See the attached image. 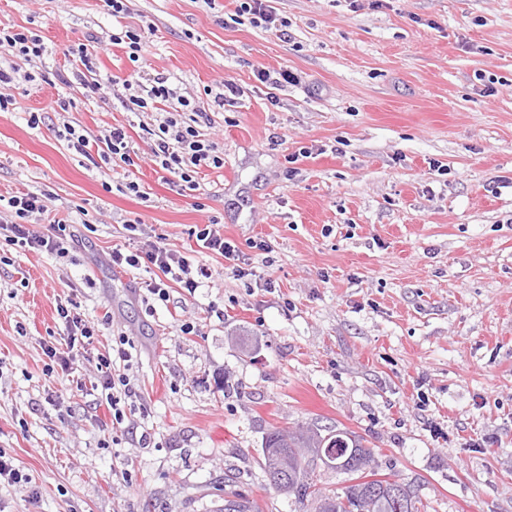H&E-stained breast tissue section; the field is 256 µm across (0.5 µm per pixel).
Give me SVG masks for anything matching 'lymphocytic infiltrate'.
<instances>
[{
    "instance_id": "obj_1",
    "label": "lymphocytic infiltrate",
    "mask_w": 512,
    "mask_h": 512,
    "mask_svg": "<svg viewBox=\"0 0 512 512\" xmlns=\"http://www.w3.org/2000/svg\"><path fill=\"white\" fill-rule=\"evenodd\" d=\"M154 27L151 22L122 27L108 39L96 37L62 47L64 58L72 60L70 69L54 71L57 83L65 87H81L86 96L97 94L101 84L95 77L96 59L105 44L125 45L132 70L125 76L112 77L113 85L122 86L126 92L124 104L130 112H151L163 107L170 108L158 127L149 130V151L154 164L168 173L173 184L181 189L196 191L200 184L197 176L202 169L220 170L224 167V154L206 137L205 128L211 127L213 113L223 111L229 96L237 94L233 80L222 79L207 103L180 94L172 88L167 77L150 75L147 70L146 51ZM0 47L13 54L29 59H41L52 54L53 49L44 42L37 30L0 26ZM188 112L191 123L179 122L177 113ZM51 198L48 192H21L0 204V237L6 244L30 251L45 252L60 258L66 257L77 236L71 222L58 219L52 224V232L42 235L31 227L33 219L44 215ZM112 268L151 270V277L142 286L148 294L165 301L169 298L170 284H179L188 294H195L205 280L212 276L211 269L193 257L167 248L162 241L146 240L128 248L113 249L108 257ZM57 315L66 334L62 341L41 340L43 354L61 371L72 370L81 360L87 359L89 347L96 329L85 320L74 299L58 304ZM127 336H119L111 352L98 354L95 359L96 385L104 395L112 412L113 427L123 424L126 411L123 402L134 393L130 377L121 372L122 363L132 360Z\"/></svg>"
}]
</instances>
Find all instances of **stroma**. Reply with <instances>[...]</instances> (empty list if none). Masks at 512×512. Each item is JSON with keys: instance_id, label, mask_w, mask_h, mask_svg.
I'll use <instances>...</instances> for the list:
<instances>
[{"instance_id": "obj_1", "label": "stroma", "mask_w": 512, "mask_h": 512, "mask_svg": "<svg viewBox=\"0 0 512 512\" xmlns=\"http://www.w3.org/2000/svg\"><path fill=\"white\" fill-rule=\"evenodd\" d=\"M274 5L289 41L233 22L234 0H132L123 20L152 21L150 74L196 98L225 77L241 90L207 131L224 167L192 197L148 155L156 113L112 93L132 69L124 49L99 53V95L69 89L67 112L46 111L58 90L38 78L62 56L36 65L0 49L17 69L0 88L13 99L0 196L50 192L35 231L68 216L80 238L64 260L0 246V448L29 476L0 485V512H211L221 490L260 512H315L260 466L267 432L298 424L362 438L427 512H512V0ZM0 23L58 46L112 32L104 0H0ZM262 66L300 83L269 103ZM66 123L93 142L124 126L133 165L68 148ZM126 180L146 197L119 191ZM136 217L140 238L186 255L217 219L240 249L270 244L274 264L241 277L208 254L195 295L147 299L139 271L106 259ZM71 294L100 327L91 354L121 333L135 344L133 402L149 414L120 431L91 362L80 389L44 371L40 341L63 336L56 304Z\"/></svg>"}]
</instances>
